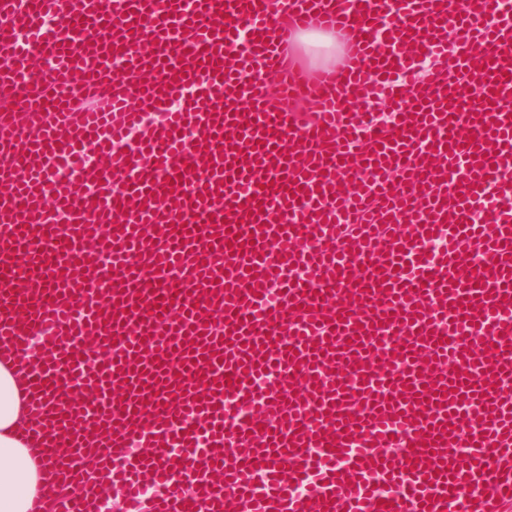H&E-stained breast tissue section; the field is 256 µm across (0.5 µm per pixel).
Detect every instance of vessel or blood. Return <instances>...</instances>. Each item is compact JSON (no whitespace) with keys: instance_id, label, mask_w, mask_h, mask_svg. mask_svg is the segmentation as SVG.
Returning <instances> with one entry per match:
<instances>
[{"instance_id":"b4317fda","label":"vessel or blood","mask_w":512,"mask_h":512,"mask_svg":"<svg viewBox=\"0 0 512 512\" xmlns=\"http://www.w3.org/2000/svg\"><path fill=\"white\" fill-rule=\"evenodd\" d=\"M0 50V356L52 512L96 472L117 512H512L511 11L0 0Z\"/></svg>"}]
</instances>
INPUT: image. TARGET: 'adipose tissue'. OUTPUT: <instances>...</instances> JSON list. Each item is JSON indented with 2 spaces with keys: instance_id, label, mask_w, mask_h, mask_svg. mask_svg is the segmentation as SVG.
<instances>
[{
  "instance_id": "obj_1",
  "label": "adipose tissue",
  "mask_w": 512,
  "mask_h": 512,
  "mask_svg": "<svg viewBox=\"0 0 512 512\" xmlns=\"http://www.w3.org/2000/svg\"><path fill=\"white\" fill-rule=\"evenodd\" d=\"M28 383L14 364L0 363V512H32L47 492L37 468L40 442L23 438Z\"/></svg>"
}]
</instances>
